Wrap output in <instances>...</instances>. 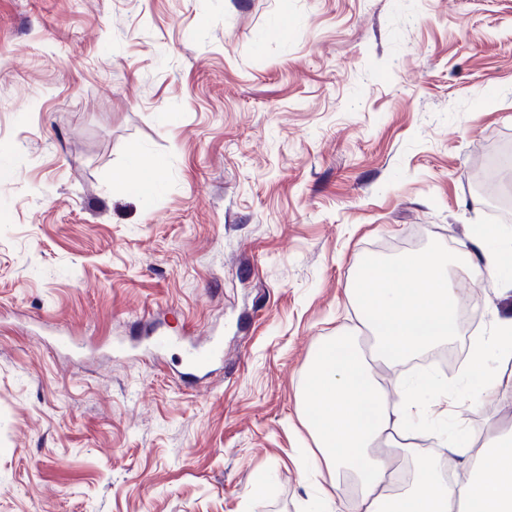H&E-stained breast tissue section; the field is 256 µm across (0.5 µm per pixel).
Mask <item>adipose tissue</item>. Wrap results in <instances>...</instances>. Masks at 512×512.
Here are the masks:
<instances>
[{
  "mask_svg": "<svg viewBox=\"0 0 512 512\" xmlns=\"http://www.w3.org/2000/svg\"><path fill=\"white\" fill-rule=\"evenodd\" d=\"M447 267V261L421 254L368 266L351 294L380 359L398 362L458 335L462 291ZM491 350L500 361L512 360V319L469 340V373L482 380L484 400L512 409V373L487 368ZM303 404L313 416L308 428L317 447L309 457L311 471L352 472L359 488L354 512H512V446L507 444L451 445L452 453L478 462L477 474L458 482L435 460L423 457L415 464L425 472V481L387 492L391 460L376 449L392 442L393 430L411 418L414 404L407 399L396 410L387 408L352 337H331L310 359Z\"/></svg>",
  "mask_w": 512,
  "mask_h": 512,
  "instance_id": "obj_1",
  "label": "adipose tissue"
}]
</instances>
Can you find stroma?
Wrapping results in <instances>:
<instances>
[{"label": "stroma", "mask_w": 512, "mask_h": 512, "mask_svg": "<svg viewBox=\"0 0 512 512\" xmlns=\"http://www.w3.org/2000/svg\"><path fill=\"white\" fill-rule=\"evenodd\" d=\"M480 168L512 200V0H0V512H346L303 477L312 351L368 254L512 251ZM458 281L512 318V262ZM374 375L421 403L402 467L512 428L465 366Z\"/></svg>", "instance_id": "obj_1"}]
</instances>
